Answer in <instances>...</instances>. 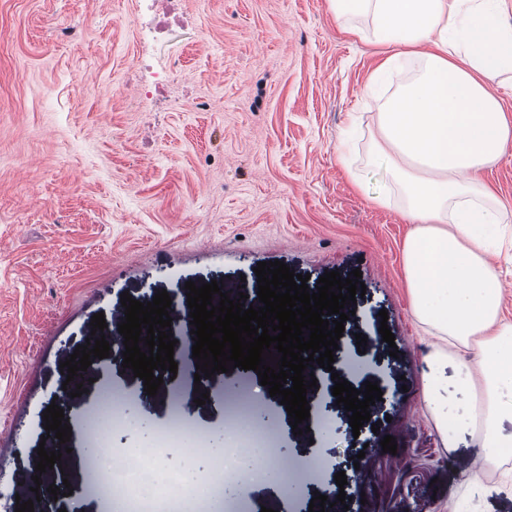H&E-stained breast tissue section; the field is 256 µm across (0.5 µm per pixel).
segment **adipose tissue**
Returning a JSON list of instances; mask_svg holds the SVG:
<instances>
[{"mask_svg":"<svg viewBox=\"0 0 512 512\" xmlns=\"http://www.w3.org/2000/svg\"><path fill=\"white\" fill-rule=\"evenodd\" d=\"M502 2L328 0L346 34L384 49L366 86L377 104L370 162L386 172L371 200L411 225L402 265L413 314L436 339L424 374L436 427L448 447L471 439L490 464L512 455V323L491 262L512 213L484 178L512 155V120L484 83L512 74Z\"/></svg>","mask_w":512,"mask_h":512,"instance_id":"obj_1","label":"adipose tissue"}]
</instances>
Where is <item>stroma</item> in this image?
I'll return each mask as SVG.
<instances>
[{
    "instance_id": "35a3bbf8",
    "label": "stroma",
    "mask_w": 512,
    "mask_h": 512,
    "mask_svg": "<svg viewBox=\"0 0 512 512\" xmlns=\"http://www.w3.org/2000/svg\"><path fill=\"white\" fill-rule=\"evenodd\" d=\"M138 10V0H0V512H15L26 492L44 413L68 375L62 364L85 345L94 314L114 336L123 293L147 303L164 291L186 335V282L253 298L257 264L275 259L311 288L327 272H362L366 294L349 303L338 342L371 360L355 388L370 381L382 391L360 432L334 406L331 379L307 392L329 409L326 439L313 443L294 434L255 371L212 375L198 405L183 394L191 373L182 369L143 403L132 369L96 358L86 393L64 415L70 450L46 484L68 479L91 512H119L98 491L102 447H153L175 393L192 430L206 434L209 460H222V398L236 385L258 391L278 447L318 466L288 494L255 484L224 499L223 512H257L259 502L309 512L314 494L335 501L341 492L349 505L325 512H461L468 502L472 512H512L501 481L512 457L485 465L473 443L445 447L425 400L433 338L405 284L410 226L356 191L338 160L351 116L373 126L364 89L381 47L341 32L327 0H179V37L154 47ZM174 57L167 98L140 100L139 75ZM384 323L394 343L383 342ZM112 383L127 395L116 424L96 415ZM386 435L396 453L383 452Z\"/></svg>"
}]
</instances>
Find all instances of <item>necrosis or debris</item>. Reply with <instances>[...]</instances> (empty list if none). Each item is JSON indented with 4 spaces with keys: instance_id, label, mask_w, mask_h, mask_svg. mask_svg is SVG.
Here are the masks:
<instances>
[{
    "instance_id": "obj_1",
    "label": "necrosis or debris",
    "mask_w": 512,
    "mask_h": 512,
    "mask_svg": "<svg viewBox=\"0 0 512 512\" xmlns=\"http://www.w3.org/2000/svg\"><path fill=\"white\" fill-rule=\"evenodd\" d=\"M258 404V398L249 390L224 402L226 421L232 423L234 433L245 439L238 447L239 452L251 448L260 452L259 463L252 471L256 478L280 467L274 432L253 423ZM189 432L182 409L176 406L159 432L157 446L147 449L137 462H129L123 449L105 450L100 465L111 468L112 478L100 484L101 493L119 500L121 512H213V501L231 475L227 462L218 463L189 484L163 465L170 445Z\"/></svg>"
}]
</instances>
